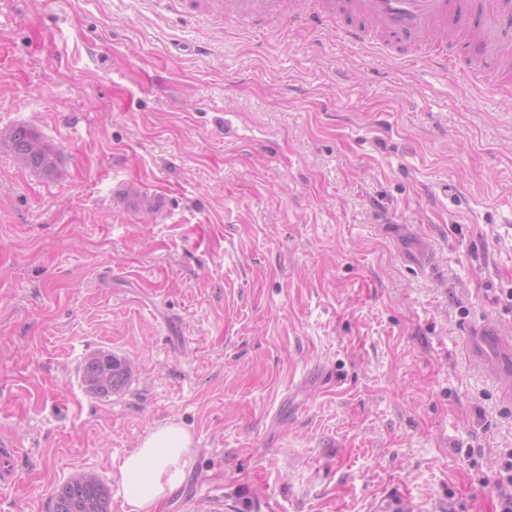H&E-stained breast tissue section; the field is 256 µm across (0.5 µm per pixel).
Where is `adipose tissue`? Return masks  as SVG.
Returning a JSON list of instances; mask_svg holds the SVG:
<instances>
[{
    "instance_id": "adipose-tissue-1",
    "label": "adipose tissue",
    "mask_w": 512,
    "mask_h": 512,
    "mask_svg": "<svg viewBox=\"0 0 512 512\" xmlns=\"http://www.w3.org/2000/svg\"><path fill=\"white\" fill-rule=\"evenodd\" d=\"M191 448L190 434L176 422L149 432L119 468L129 512H158L180 488Z\"/></svg>"
}]
</instances>
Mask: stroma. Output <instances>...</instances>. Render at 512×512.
Returning <instances> with one entry per match:
<instances>
[{"instance_id":"obj_1","label":"stroma","mask_w":512,"mask_h":512,"mask_svg":"<svg viewBox=\"0 0 512 512\" xmlns=\"http://www.w3.org/2000/svg\"><path fill=\"white\" fill-rule=\"evenodd\" d=\"M169 0L0 11V435L13 512L191 433L223 512H500L512 399L468 356L512 335V100L371 46ZM53 51H45L43 39ZM164 194L151 212L125 192ZM129 359L87 393L94 352ZM35 133L34 130L21 126L10 130L5 136L9 147L20 163L28 168L49 171L54 167L53 153L37 133L41 147L38 150L32 149L31 141ZM131 370L126 358L109 351H98L85 360L82 381L89 394L109 397L124 386ZM18 448H15L10 438L0 437V505H5L3 496L13 488L18 480V474L13 461L17 457Z\"/></svg>"}]
</instances>
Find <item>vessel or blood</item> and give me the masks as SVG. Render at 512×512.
I'll use <instances>...</instances> for the list:
<instances>
[{"mask_svg":"<svg viewBox=\"0 0 512 512\" xmlns=\"http://www.w3.org/2000/svg\"><path fill=\"white\" fill-rule=\"evenodd\" d=\"M215 13L230 12L242 26L278 18L289 28H324L334 20L338 41L362 45L380 35V47L399 59H417L442 70L464 68L484 89L501 88L496 72L512 67V0H307L288 8L286 0H211ZM18 454L0 437V495L13 488Z\"/></svg>","mask_w":512,"mask_h":512,"instance_id":"1","label":"vessel or blood"}]
</instances>
